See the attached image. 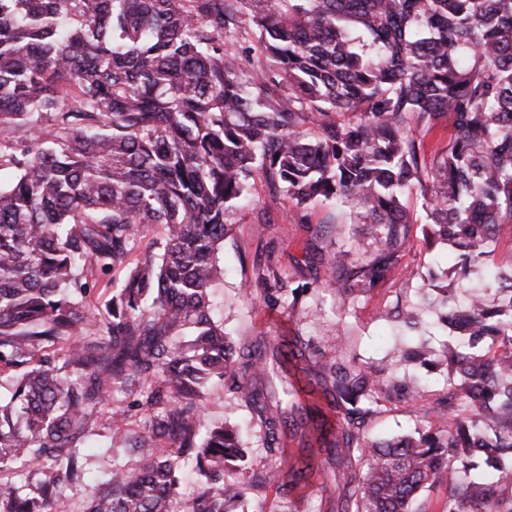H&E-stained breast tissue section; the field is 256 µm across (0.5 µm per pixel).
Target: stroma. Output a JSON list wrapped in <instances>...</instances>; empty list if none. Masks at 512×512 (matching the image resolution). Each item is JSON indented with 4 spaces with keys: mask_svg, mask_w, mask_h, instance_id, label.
<instances>
[{
    "mask_svg": "<svg viewBox=\"0 0 512 512\" xmlns=\"http://www.w3.org/2000/svg\"><path fill=\"white\" fill-rule=\"evenodd\" d=\"M251 194V209L229 219L231 229L224 239L223 250L227 272L223 282L214 289L217 316L223 320L224 329L235 344H242L261 332L275 336L284 324L289 325L291 333L301 336L332 338L341 332L348 340L351 354L364 360L382 361L399 374L417 377L427 388H442L443 375L429 374L418 365L401 361L399 350L417 339L426 341L433 349H441L448 339L447 331L432 325L413 338L382 315L385 309L428 293L430 286L438 283L444 266L448 246L428 245L418 188L410 187L403 198L405 205L414 211L417 222L411 227L410 242L401 259L402 276L359 299L342 321L336 317L339 301L336 284L325 274L326 254L339 243L353 253H360L368 241L369 225L356 223L349 208L333 203L301 209L290 198L271 197L259 180L255 181ZM270 266L277 268L289 286L310 281L318 284L315 293L303 297L292 320H285L282 309L273 308L264 300L259 277ZM247 284L251 285L253 296L243 295L242 289ZM230 397L225 382L208 392L202 412L204 426L223 423L232 427L248 422V409L232 404ZM116 420L140 432L145 428L148 413L133 406L131 396L116 391L108 406L94 417L95 435L91 448L86 451L88 478L63 490L73 512H80L93 485L111 471L113 460L127 463L136 460L135 454L127 452L123 443L113 438L111 428Z\"/></svg>",
    "mask_w": 512,
    "mask_h": 512,
    "instance_id": "stroma-1",
    "label": "stroma"
}]
</instances>
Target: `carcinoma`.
Listing matches in <instances>:
<instances>
[{"mask_svg": "<svg viewBox=\"0 0 512 512\" xmlns=\"http://www.w3.org/2000/svg\"><path fill=\"white\" fill-rule=\"evenodd\" d=\"M448 115L429 167L424 139ZM257 178L300 208L353 202L376 225L361 259L328 254L344 309L400 277L410 185L456 248L453 271L484 266L512 223V0H0V374L13 378L0 473L28 465L0 481V512H70L62 487L85 479L92 419L118 388L149 419L140 434L113 424L137 461L113 464L85 512H170L186 457L202 475L187 512H233L248 451L237 429L200 432L216 378L263 432L265 486L308 481L286 437L317 432L336 512H429L434 496L442 512H512V276L387 312L416 330L445 308L459 344L415 352L448 374L433 397L349 357L342 336L294 337L341 415L332 434L299 401L290 355L264 334L235 346L212 314L228 219ZM154 224L162 238L93 316L90 279ZM262 282L278 302L281 275ZM403 401L438 426L371 438Z\"/></svg>", "mask_w": 512, "mask_h": 512, "instance_id": "obj_1", "label": "carcinoma"}]
</instances>
